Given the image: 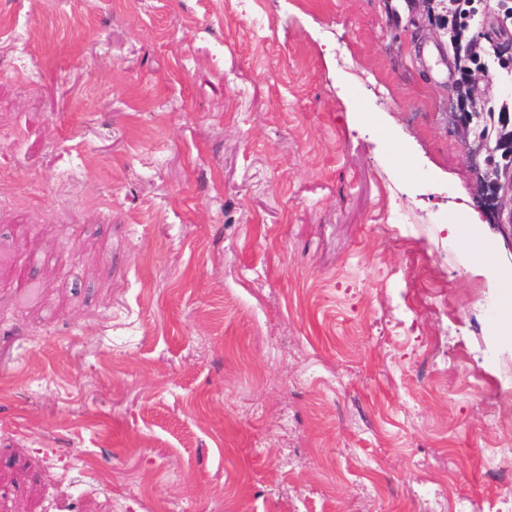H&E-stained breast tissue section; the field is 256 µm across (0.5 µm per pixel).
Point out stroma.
<instances>
[{"label":"stroma","mask_w":512,"mask_h":512,"mask_svg":"<svg viewBox=\"0 0 512 512\" xmlns=\"http://www.w3.org/2000/svg\"><path fill=\"white\" fill-rule=\"evenodd\" d=\"M453 76L418 0H0V512H498Z\"/></svg>","instance_id":"35a3bbf8"}]
</instances>
